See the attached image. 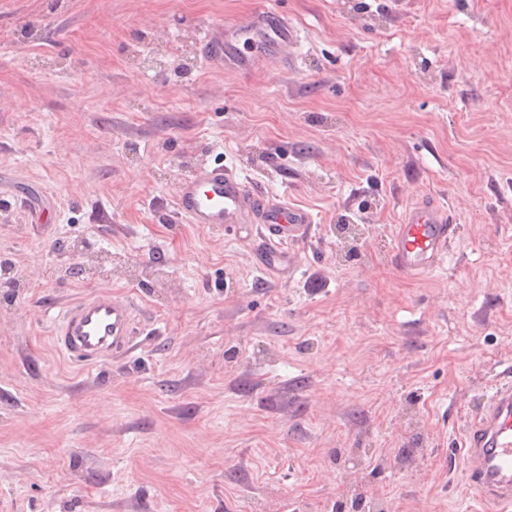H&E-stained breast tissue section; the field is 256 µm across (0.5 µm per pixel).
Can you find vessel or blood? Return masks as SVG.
I'll list each match as a JSON object with an SVG mask.
<instances>
[{
    "mask_svg": "<svg viewBox=\"0 0 512 512\" xmlns=\"http://www.w3.org/2000/svg\"><path fill=\"white\" fill-rule=\"evenodd\" d=\"M295 39L287 20L265 5L246 21L217 32L204 30L200 53L208 63L231 59L247 68L260 59L283 56ZM174 207L191 224L224 229L262 225L259 252L263 266L270 270L287 267L288 241L304 235L313 222L309 211L273 201L220 166H199L182 179L176 188ZM454 235L448 210L418 203L396 229L392 260L404 274H422L447 253ZM134 321L129 303L108 293L95 294L53 317L54 342L70 360L92 366L132 349ZM464 457L469 489L484 501L512 506V380L497 385L479 417L469 422Z\"/></svg>",
    "mask_w": 512,
    "mask_h": 512,
    "instance_id": "b4317fda",
    "label": "vessel or blood"
}]
</instances>
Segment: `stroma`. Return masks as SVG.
Listing matches in <instances>:
<instances>
[{
    "label": "stroma",
    "mask_w": 512,
    "mask_h": 512,
    "mask_svg": "<svg viewBox=\"0 0 512 512\" xmlns=\"http://www.w3.org/2000/svg\"><path fill=\"white\" fill-rule=\"evenodd\" d=\"M276 2L297 65L227 70L259 0H0V512H501L460 448L512 379V0ZM201 164L312 214L289 269L181 221ZM101 290L140 333L82 368L51 317ZM455 235V224L448 210L421 202L406 213L396 229L391 257L406 275H420L435 267L448 252Z\"/></svg>",
    "instance_id": "stroma-1"
}]
</instances>
